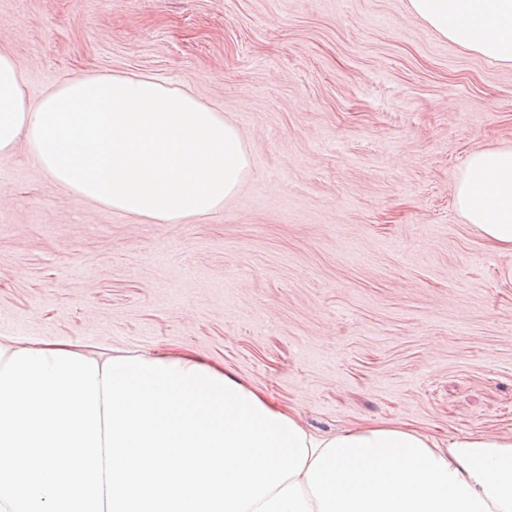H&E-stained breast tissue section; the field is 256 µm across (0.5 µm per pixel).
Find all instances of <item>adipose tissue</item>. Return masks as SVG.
Returning <instances> with one entry per match:
<instances>
[{"mask_svg":"<svg viewBox=\"0 0 512 512\" xmlns=\"http://www.w3.org/2000/svg\"><path fill=\"white\" fill-rule=\"evenodd\" d=\"M444 38L512 65V0H409ZM26 143L81 199L158 224L223 208L249 170L196 96L94 75L31 102L0 49V156ZM459 211L512 252V147L472 153ZM0 512H512V435L407 423L311 431L222 363L0 334Z\"/></svg>","mask_w":512,"mask_h":512,"instance_id":"ef3b65f1","label":"adipose tissue"}]
</instances>
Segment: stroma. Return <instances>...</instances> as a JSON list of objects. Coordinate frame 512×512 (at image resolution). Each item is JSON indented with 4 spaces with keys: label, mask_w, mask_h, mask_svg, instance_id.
<instances>
[{
    "label": "stroma",
    "mask_w": 512,
    "mask_h": 512,
    "mask_svg": "<svg viewBox=\"0 0 512 512\" xmlns=\"http://www.w3.org/2000/svg\"><path fill=\"white\" fill-rule=\"evenodd\" d=\"M31 100L147 76L239 130L220 211L156 224L79 200L25 144L0 158V333L224 363L333 433L398 420L512 434V253L455 182L512 146V66L409 0H0Z\"/></svg>",
    "instance_id": "stroma-1"
}]
</instances>
